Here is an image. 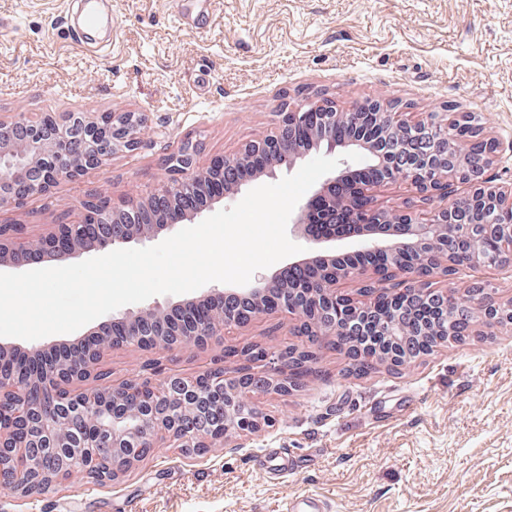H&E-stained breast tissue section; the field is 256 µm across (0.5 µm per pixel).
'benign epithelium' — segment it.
<instances>
[{
  "instance_id": "obj_1",
  "label": "benign epithelium",
  "mask_w": 512,
  "mask_h": 512,
  "mask_svg": "<svg viewBox=\"0 0 512 512\" xmlns=\"http://www.w3.org/2000/svg\"><path fill=\"white\" fill-rule=\"evenodd\" d=\"M346 124L371 127L377 137L336 139L337 129ZM141 125L142 115L136 112H107L95 118L84 112H49L37 120L20 117L0 121V209L19 207L31 198L46 195L60 180L82 176L118 149H137ZM20 126L28 130L23 141L14 138ZM76 133L87 140L90 148L65 162L61 148L68 146ZM320 149L367 154L385 172L378 184L403 180L421 203L448 195V184L453 181L467 183L470 194L466 202L481 207L483 224H463L455 211L445 206L426 213L416 210L413 203L401 210H376L370 187L345 198L335 192L337 185L354 174L345 165L316 185L289 219L293 234L303 241L306 251L296 255L288 267L302 270L301 283L308 280L309 268L322 269L321 288L315 291L299 287L270 304L266 297L275 293L282 273L259 272L247 285L214 286L164 305L116 309L107 320L114 341L120 346L150 350L161 343L171 349L188 340L202 346L212 338L222 339L227 330L250 321L248 315L224 310V298L232 295L254 298L256 313L280 310L299 322V335L311 340L324 334L334 336L348 323H364L371 317L373 304L336 292V284L355 280L364 270L339 269L335 257L324 254L325 247L336 242V235L324 233L314 224V217L322 211L338 209L365 223L368 231L359 248L382 256L386 265L378 272L396 280L403 292L423 300H448L446 291L420 287V278L438 276L446 280L456 271L451 259L441 266L430 264L428 258L431 244L448 242L451 224L468 239L471 263L512 265V254L487 256L481 246L487 234L512 242V219H503L505 204L512 197L486 177L497 144L483 135L475 114L429 112L420 121L400 124L388 104L366 101L341 112L315 94L279 113L278 134L249 140L233 154L213 157L203 169L197 166L195 145L183 143L165 158L171 178L141 202L114 205L86 201L82 222L59 224L34 240L27 236L23 224H0V267L70 264L108 248L156 240L182 223L224 207V199L239 193L242 186L270 177L281 165L304 160ZM223 169L239 171L240 179L233 186H224V193L209 198L207 205L192 207V198L206 193L207 184ZM117 216L129 227L119 237L112 225ZM180 307L193 310L195 320L183 332L166 329L167 313ZM477 322L488 328L512 324V305L483 308ZM380 325L383 335L401 343L399 316L388 315ZM19 354L21 347L0 344V382L10 384L0 389V423L8 426L6 432L0 431V457L6 459L0 461V488L10 492L16 491L23 478L43 491L48 489L53 484L50 470L55 459L62 472L69 475L114 480L147 455L160 426L175 447L194 450L232 433L256 430L261 413L249 399L253 381L259 378L270 390H286V361L300 351H261L259 368L241 366L233 377L222 366L197 376L170 372L161 377L150 365L137 381L99 389L93 405L69 385L87 378L95 370L98 356H83L76 364L33 378L12 367Z\"/></svg>"
}]
</instances>
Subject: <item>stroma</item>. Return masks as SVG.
I'll return each instance as SVG.
<instances>
[{"instance_id":"35a3bbf8","label":"stroma","mask_w":512,"mask_h":512,"mask_svg":"<svg viewBox=\"0 0 512 512\" xmlns=\"http://www.w3.org/2000/svg\"><path fill=\"white\" fill-rule=\"evenodd\" d=\"M79 0H0V119L45 112H137L140 146L119 151L42 197L0 210L31 237L75 221L83 201L134 202L169 175L184 141L197 164L275 132L297 98L325 93L337 108L380 100L399 111L476 113L498 144L489 175L512 185V0H216L209 28L175 19V0H112V39L91 48L65 35ZM512 302V266L451 276ZM290 318L261 314L223 345L201 350H106L113 383L147 359L184 374L221 346L313 353L314 373L259 394L258 432L204 452L157 440L115 481L77 474L48 493L0 490V512H284L315 495L327 512H512V325L472 326L406 370L349 369L344 352L293 335ZM277 448L302 459L286 474L254 470Z\"/></svg>"}]
</instances>
